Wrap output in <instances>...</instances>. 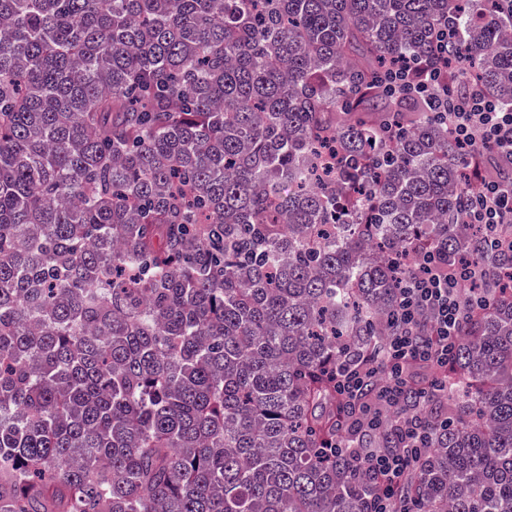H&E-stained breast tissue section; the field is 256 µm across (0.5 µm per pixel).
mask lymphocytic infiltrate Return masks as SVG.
<instances>
[{
  "instance_id": "lymphocytic-infiltrate-1",
  "label": "lymphocytic infiltrate",
  "mask_w": 512,
  "mask_h": 512,
  "mask_svg": "<svg viewBox=\"0 0 512 512\" xmlns=\"http://www.w3.org/2000/svg\"><path fill=\"white\" fill-rule=\"evenodd\" d=\"M461 43L455 26L437 28L429 59H408L373 72L372 79L388 93L428 99L435 118L448 127L450 138L463 147L482 143L512 158V110L502 108L476 80L465 79L453 58ZM473 186L467 191L466 221L490 224L501 232L512 224V192L498 179L484 177L478 159H471ZM502 247L512 246L503 236ZM411 273L403 279L398 295L397 328L383 340L378 353L353 368H337V396L350 412L361 411L364 387L374 386L376 415L385 417L401 435L397 450L364 456L363 463L377 487L369 512H410L405 494L429 438L423 413L399 415L407 401L422 406L427 389L406 375L409 366L430 371L441 378L453 359L465 316L484 310L481 297L463 300L467 283L483 277L471 263L449 264L434 249L414 254Z\"/></svg>"
}]
</instances>
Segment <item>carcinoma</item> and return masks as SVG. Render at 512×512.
Instances as JSON below:
<instances>
[{
	"instance_id": "carcinoma-1",
	"label": "carcinoma",
	"mask_w": 512,
	"mask_h": 512,
	"mask_svg": "<svg viewBox=\"0 0 512 512\" xmlns=\"http://www.w3.org/2000/svg\"><path fill=\"white\" fill-rule=\"evenodd\" d=\"M448 21L512 109V0H0V512H368L330 446L400 440L332 375L426 247L488 308L408 494L512 512V248L464 223L428 103L371 80Z\"/></svg>"
}]
</instances>
